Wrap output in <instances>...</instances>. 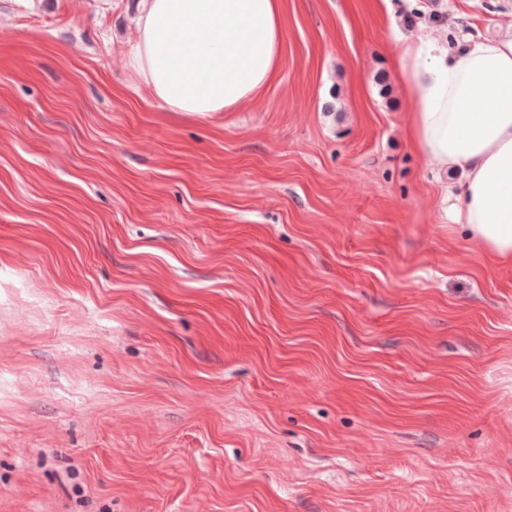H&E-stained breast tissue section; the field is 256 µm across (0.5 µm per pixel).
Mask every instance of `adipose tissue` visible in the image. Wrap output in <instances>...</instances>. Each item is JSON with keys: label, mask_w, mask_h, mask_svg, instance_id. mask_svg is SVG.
Returning <instances> with one entry per match:
<instances>
[{"label": "adipose tissue", "mask_w": 512, "mask_h": 512, "mask_svg": "<svg viewBox=\"0 0 512 512\" xmlns=\"http://www.w3.org/2000/svg\"><path fill=\"white\" fill-rule=\"evenodd\" d=\"M130 67L172 112H231L278 72L280 0H143ZM415 151L450 176L449 223L495 262L512 260V24L441 45L428 31L403 51Z\"/></svg>", "instance_id": "ef3b65f1"}]
</instances>
